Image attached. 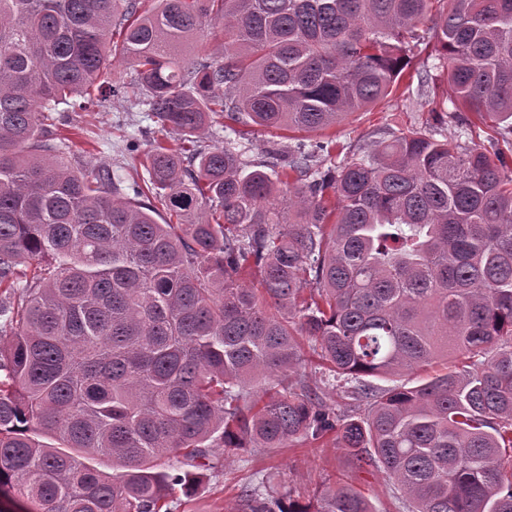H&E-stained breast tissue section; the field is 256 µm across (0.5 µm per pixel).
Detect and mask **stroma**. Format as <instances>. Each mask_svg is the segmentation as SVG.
I'll return each instance as SVG.
<instances>
[{
	"instance_id": "obj_1",
	"label": "stroma",
	"mask_w": 512,
	"mask_h": 512,
	"mask_svg": "<svg viewBox=\"0 0 512 512\" xmlns=\"http://www.w3.org/2000/svg\"><path fill=\"white\" fill-rule=\"evenodd\" d=\"M411 74L398 80L392 95L366 111L356 112L327 131L312 132L315 140L330 136L354 154L373 149L376 142L390 138L406 124L425 125L431 114L426 96L407 94ZM49 147L73 168H108L114 175L136 170L138 182L148 180L145 155L154 142L174 145L176 137L164 132L149 113L131 106L127 98L109 97L92 112H63L44 134ZM226 476L211 481L179 512H230L244 486L267 482L289 488L297 496L313 498L337 476L349 477L367 495L377 512H408L407 504L394 486L381 475L355 470L335 435L313 442H293L259 455L246 452L220 457Z\"/></svg>"
}]
</instances>
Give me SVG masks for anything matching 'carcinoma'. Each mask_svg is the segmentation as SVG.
<instances>
[{
  "label": "carcinoma",
  "instance_id": "carcinoma-1",
  "mask_svg": "<svg viewBox=\"0 0 512 512\" xmlns=\"http://www.w3.org/2000/svg\"><path fill=\"white\" fill-rule=\"evenodd\" d=\"M158 2L0 0V495L174 512L175 491L223 475L214 449L334 432L411 512H512L506 156L413 126L328 167L338 144L296 136L247 156L257 128L318 131L386 99L427 48L431 111L511 139L512 0ZM212 21L219 59L190 58ZM115 54L133 79L112 95L135 88L180 136L149 150L131 197L105 168L40 154L52 113L94 101ZM217 116L235 137L203 148ZM299 336L354 414L309 384ZM453 356L418 386L369 381ZM237 512L375 509L342 481L314 503L252 487Z\"/></svg>",
  "mask_w": 512,
  "mask_h": 512
}]
</instances>
